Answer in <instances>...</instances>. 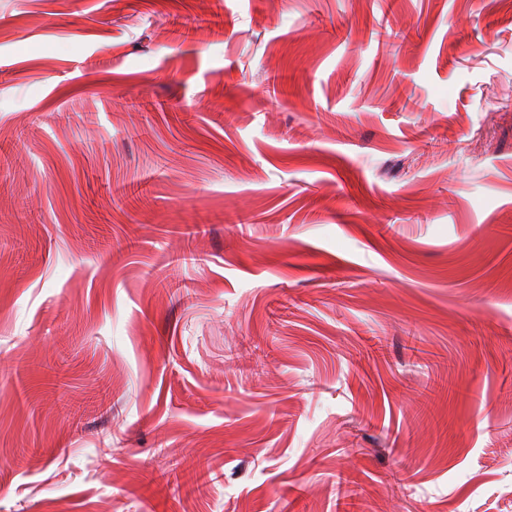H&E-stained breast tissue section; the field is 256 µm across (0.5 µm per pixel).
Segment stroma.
<instances>
[{"instance_id": "obj_1", "label": "stroma", "mask_w": 512, "mask_h": 512, "mask_svg": "<svg viewBox=\"0 0 512 512\" xmlns=\"http://www.w3.org/2000/svg\"><path fill=\"white\" fill-rule=\"evenodd\" d=\"M343 477L512 512V0H0V512Z\"/></svg>"}]
</instances>
